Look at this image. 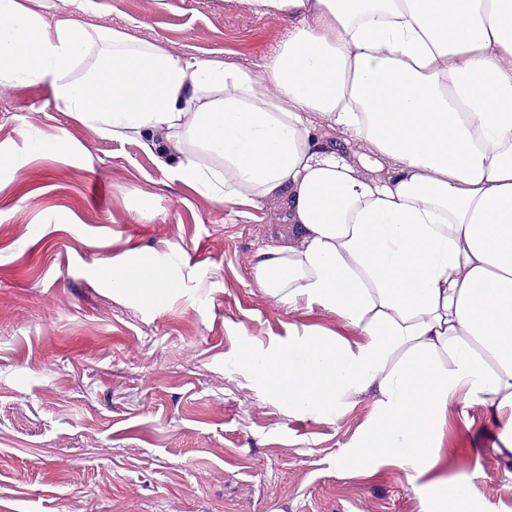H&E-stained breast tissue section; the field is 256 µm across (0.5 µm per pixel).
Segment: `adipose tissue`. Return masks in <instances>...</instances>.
Here are the masks:
<instances>
[{
  "mask_svg": "<svg viewBox=\"0 0 512 512\" xmlns=\"http://www.w3.org/2000/svg\"><path fill=\"white\" fill-rule=\"evenodd\" d=\"M36 2L0 0L1 87L47 84L56 110L135 138L198 194L282 210L291 240L257 253L256 284L365 341L249 344L239 366L289 414L336 418L374 393L342 465L431 470L450 407L512 404V0H242L288 18L250 69ZM181 262L107 275L160 309Z\"/></svg>",
  "mask_w": 512,
  "mask_h": 512,
  "instance_id": "obj_1",
  "label": "adipose tissue"
}]
</instances>
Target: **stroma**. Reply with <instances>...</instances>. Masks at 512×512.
<instances>
[{"label": "stroma", "instance_id": "1", "mask_svg": "<svg viewBox=\"0 0 512 512\" xmlns=\"http://www.w3.org/2000/svg\"><path fill=\"white\" fill-rule=\"evenodd\" d=\"M102 3L89 23L183 58L251 68L288 33L287 18L240 0ZM47 98L42 85L0 89V512H432L441 479L467 481L474 512H512L491 406L451 408L440 464L420 479L341 465L373 393L337 419L290 415L236 366L247 337L362 340L336 313L256 285V253L288 232L280 211L235 216L137 140L96 134ZM24 129L65 133L70 148L31 156ZM173 251L183 262L160 310L102 273Z\"/></svg>", "mask_w": 512, "mask_h": 512}]
</instances>
